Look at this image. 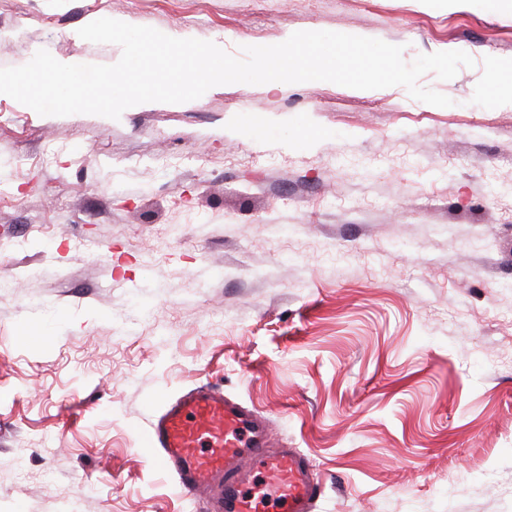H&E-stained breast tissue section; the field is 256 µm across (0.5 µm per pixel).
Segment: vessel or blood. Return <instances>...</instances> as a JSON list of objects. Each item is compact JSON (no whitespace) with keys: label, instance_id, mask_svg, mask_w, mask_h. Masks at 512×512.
Returning <instances> with one entry per match:
<instances>
[{"label":"vessel or blood","instance_id":"obj_1","mask_svg":"<svg viewBox=\"0 0 512 512\" xmlns=\"http://www.w3.org/2000/svg\"><path fill=\"white\" fill-rule=\"evenodd\" d=\"M268 426L214 389L160 398L147 431L156 465L207 512H313L323 487L310 458L269 445Z\"/></svg>","mask_w":512,"mask_h":512}]
</instances>
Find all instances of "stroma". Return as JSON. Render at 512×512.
<instances>
[{
  "instance_id": "35a3bbf8",
  "label": "stroma",
  "mask_w": 512,
  "mask_h": 512,
  "mask_svg": "<svg viewBox=\"0 0 512 512\" xmlns=\"http://www.w3.org/2000/svg\"><path fill=\"white\" fill-rule=\"evenodd\" d=\"M100 14L237 57L333 31L475 65L420 78L448 107L235 83L113 120L0 94V512H201L144 450L154 395L201 384L312 458L316 512H512V106L489 69L512 0H0V68L116 63L78 34Z\"/></svg>"
}]
</instances>
